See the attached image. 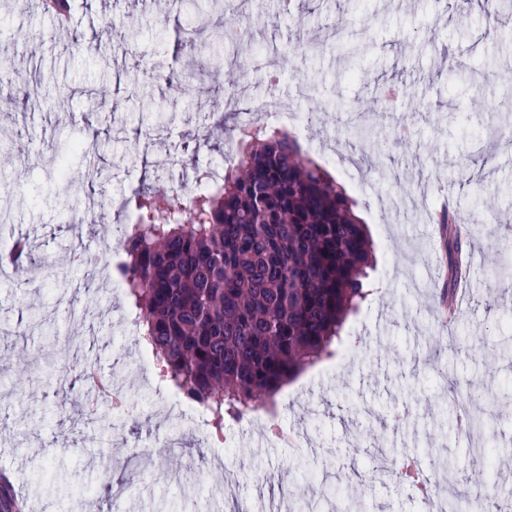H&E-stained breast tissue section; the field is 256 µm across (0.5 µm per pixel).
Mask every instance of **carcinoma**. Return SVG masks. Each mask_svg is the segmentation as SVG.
<instances>
[{"label":"carcinoma","mask_w":512,"mask_h":512,"mask_svg":"<svg viewBox=\"0 0 512 512\" xmlns=\"http://www.w3.org/2000/svg\"><path fill=\"white\" fill-rule=\"evenodd\" d=\"M237 163L182 208L145 187L123 260L126 298L166 378L224 415L273 404L308 366L335 353L365 297L371 243L350 198L299 140L259 130ZM463 257L448 225V288Z\"/></svg>","instance_id":"carcinoma-1"}]
</instances>
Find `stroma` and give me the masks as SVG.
Segmentation results:
<instances>
[{"label": "stroma", "instance_id": "stroma-1", "mask_svg": "<svg viewBox=\"0 0 512 512\" xmlns=\"http://www.w3.org/2000/svg\"><path fill=\"white\" fill-rule=\"evenodd\" d=\"M245 21L261 56L279 48L280 82L255 84L245 99L299 102L314 113L303 130L309 156L343 185L368 226L376 268L368 296L349 316L335 354L309 367L276 397L288 428H307L302 451L244 437L242 495L258 503L282 477L327 474L315 512H421L401 485L372 476L378 445L438 458L447 499L482 498L470 480L480 448L496 451L493 495L512 512V290L501 292L490 257L512 238V103L503 97L512 69V9L482 0H224L207 13L190 0H73L71 26L16 0H0V50L12 83L0 97V237L27 235L36 256L52 257L58 279L41 267L0 275V497L10 512H58L84 494L85 512H110L99 481L111 460L152 445L137 462L127 512H234L221 494L224 451L197 453L186 434L159 447L166 425L147 411L150 398L129 390L141 374L136 336L125 345L119 320L130 303L111 276L84 292L70 267L72 243L92 261L112 258L117 200L144 185L171 190L186 172L220 163L229 143L215 129V65L234 50L223 19ZM80 35L85 53L69 40ZM309 51L300 53L296 43ZM173 71L192 94L173 92L153 71ZM307 79V99L296 80ZM106 104L90 111L89 94ZM372 137L352 136L355 122ZM99 130V151L69 146ZM448 197L463 226L473 273L458 293L456 321L438 306L448 278L446 245L429 212ZM88 357L126 387L132 425L116 432L89 423L83 387L71 364ZM455 372L473 402L467 415L482 428L445 436L428 429L448 409L440 369ZM417 418L416 429L398 427ZM204 470L198 485L188 473Z\"/></svg>", "mask_w": 512, "mask_h": 512}]
</instances>
